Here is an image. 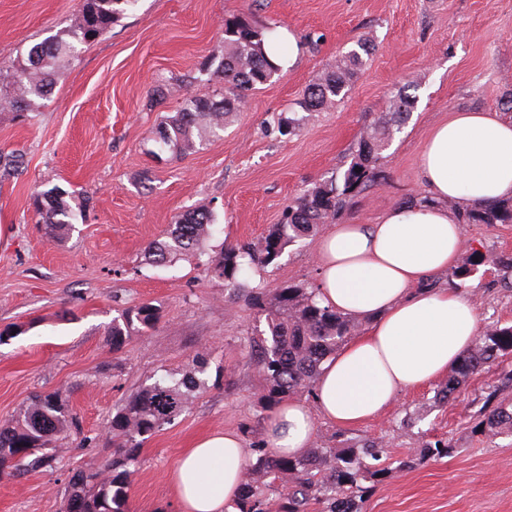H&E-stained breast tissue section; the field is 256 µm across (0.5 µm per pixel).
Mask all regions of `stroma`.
I'll return each mask as SVG.
<instances>
[{
    "instance_id": "obj_1",
    "label": "stroma",
    "mask_w": 512,
    "mask_h": 512,
    "mask_svg": "<svg viewBox=\"0 0 512 512\" xmlns=\"http://www.w3.org/2000/svg\"><path fill=\"white\" fill-rule=\"evenodd\" d=\"M82 0H0V78L11 79L36 43L65 33ZM293 32L301 57L252 91L220 137L180 153L153 132L189 93L223 87L224 17ZM366 66L332 107L307 112L295 134L277 131L305 87L359 42ZM417 83V101L382 160L386 183L354 198L338 223H374L420 195L419 163L431 129L458 112H493L512 95V0H138L55 77L28 116L0 106V421L32 394L69 395L80 434L60 441L42 468L0 475V512H60L70 477L98 466L103 434L121 399L166 372L182 373L209 353L208 387L174 424L144 445L129 489L133 512H180L169 476L187 448L212 432H238L245 446L266 441L262 383L248 358L259 315L228 299L223 281L196 258L167 268L143 253L177 217L206 209L209 250L258 240L311 183L329 179L357 147L365 123ZM165 88L164 101L151 97ZM59 186L85 200L87 220L61 244L36 222L35 192ZM465 242L512 253V224H466ZM316 238L288 247L250 272L249 286L280 288L319 280ZM481 325H512V288L487 265L469 279ZM161 314L121 352L108 343L114 317L143 303ZM512 358L472 378L459 401H435V385L403 393L382 415L353 428L319 422L315 446L383 442L390 468L363 512H512V437L475 433V414ZM414 426L404 427V418ZM454 451L420 457L429 441Z\"/></svg>"
}]
</instances>
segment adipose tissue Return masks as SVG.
<instances>
[{
  "mask_svg": "<svg viewBox=\"0 0 512 512\" xmlns=\"http://www.w3.org/2000/svg\"><path fill=\"white\" fill-rule=\"evenodd\" d=\"M419 177L424 200L398 203L373 224L332 225L319 239V302L367 326L323 364L312 400L292 397L270 412L274 454H305L319 420L350 428L378 416L402 392L448 374L472 347L480 330L475 293L435 284L462 248L448 202L512 198V119L459 112L436 125ZM245 461L237 432L196 440L171 474L182 512H235Z\"/></svg>",
  "mask_w": 512,
  "mask_h": 512,
  "instance_id": "obj_1",
  "label": "adipose tissue"
}]
</instances>
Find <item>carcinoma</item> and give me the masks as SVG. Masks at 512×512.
I'll return each instance as SVG.
<instances>
[{
    "label": "carcinoma",
    "instance_id": "cac0c4a2",
    "mask_svg": "<svg viewBox=\"0 0 512 512\" xmlns=\"http://www.w3.org/2000/svg\"><path fill=\"white\" fill-rule=\"evenodd\" d=\"M138 0H83L78 21L63 35L52 36L33 46L13 75V94L8 104L28 112L37 99L47 97L59 70L70 65L79 46L97 39ZM274 28L258 26L244 14L224 17V55L217 72L224 78L220 92L194 93L176 115L155 129V142L162 148L188 152L196 144L224 131L230 115L245 107L248 93L271 81L281 68L266 53ZM366 65L356 50L336 60L306 88L300 108L320 112L334 105ZM414 108V97L402 92L392 99L388 111L361 132L350 160L336 169L335 176L316 183L288 205L280 223L272 225L256 242L221 247L208 258L211 274L224 281L229 297H238L243 279L254 267H266L285 250L314 236L320 225L336 220L354 197L379 186L386 179L382 153L389 147ZM33 205L45 234L53 241L68 236L83 207L72 205V195L54 186L33 197ZM464 224H512V199L471 205L459 212ZM212 215L203 210L187 212L168 235L145 248L151 266H168L183 256L203 253L211 236ZM487 263L502 273V283L512 288V254L488 256L471 248L448 274V284L466 287L467 281ZM248 303L265 317V328L249 340V360L263 382L262 408L271 410L295 395L314 390L320 366L355 333L358 324L350 317L320 305L312 283L283 288H255ZM159 313L144 304L123 314V322L112 321L109 332L112 352L126 345L132 331L155 327ZM512 355V325L495 324L477 336L437 390L435 400L447 404L468 381L503 357ZM207 357L198 354L193 367L180 374H165L131 392L106 424L110 451L95 469L72 475L64 498L73 512H131L129 486L131 467L144 444L166 425L173 424L206 389ZM512 389V373L503 375L478 410L476 431L495 437L512 435V405L492 403L497 391ZM81 433L77 414L57 392L36 395L10 421L0 424V457L20 453L15 463L2 467L0 475L21 476L40 468L57 451V443ZM386 449L372 441L347 448H312L299 458H284L266 447L251 449L247 469L253 479L243 483L239 512H362L369 488L362 481L380 478L386 469L379 462Z\"/></svg>",
    "mask_w": 512,
    "mask_h": 512
}]
</instances>
